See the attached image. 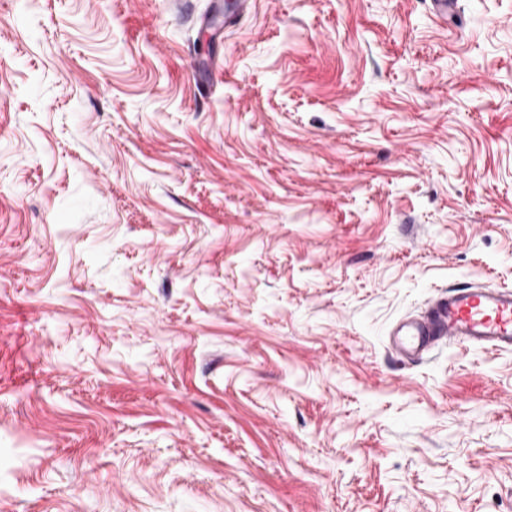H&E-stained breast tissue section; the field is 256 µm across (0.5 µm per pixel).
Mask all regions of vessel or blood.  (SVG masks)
<instances>
[{
    "mask_svg": "<svg viewBox=\"0 0 512 512\" xmlns=\"http://www.w3.org/2000/svg\"><path fill=\"white\" fill-rule=\"evenodd\" d=\"M512 352V289L460 284L434 297L416 317L391 330L390 349L413 362L449 344Z\"/></svg>",
    "mask_w": 512,
    "mask_h": 512,
    "instance_id": "b4317fda",
    "label": "vessel or blood"
}]
</instances>
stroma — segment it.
I'll use <instances>...</instances> for the list:
<instances>
[{
	"mask_svg": "<svg viewBox=\"0 0 512 512\" xmlns=\"http://www.w3.org/2000/svg\"><path fill=\"white\" fill-rule=\"evenodd\" d=\"M0 0V512H512V0ZM392 353L421 361L455 343L490 352H512V289L460 284L434 297L416 317L395 324Z\"/></svg>",
	"mask_w": 512,
	"mask_h": 512,
	"instance_id": "35a3bbf8",
	"label": "stroma"
}]
</instances>
